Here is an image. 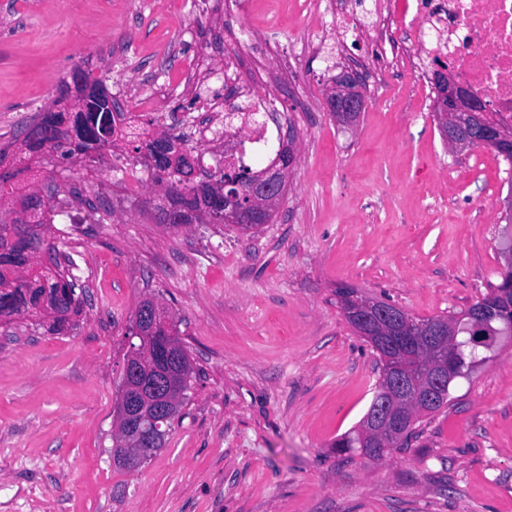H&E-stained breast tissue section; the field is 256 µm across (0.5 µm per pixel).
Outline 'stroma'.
<instances>
[{
    "instance_id": "35a3bbf8",
    "label": "stroma",
    "mask_w": 512,
    "mask_h": 512,
    "mask_svg": "<svg viewBox=\"0 0 512 512\" xmlns=\"http://www.w3.org/2000/svg\"><path fill=\"white\" fill-rule=\"evenodd\" d=\"M0 0V146L51 110L82 70L151 132L224 104L225 68L299 134L271 223H158L153 170L126 152H43L15 192L78 190L57 217L78 265L75 328L0 324V512H512V337L419 419L407 448L370 462L336 438L367 412L377 356L337 287L427 319L469 308L512 254V168L490 148L446 149L432 88L397 75L367 89L360 122L324 106L366 37L307 44L293 0ZM168 311L193 373L163 448L135 471L112 461L116 404L141 301Z\"/></svg>"
}]
</instances>
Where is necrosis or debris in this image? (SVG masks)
I'll use <instances>...</instances> for the list:
<instances>
[{"instance_id": "4bbe7bcc", "label": "necrosis or debris", "mask_w": 512, "mask_h": 512, "mask_svg": "<svg viewBox=\"0 0 512 512\" xmlns=\"http://www.w3.org/2000/svg\"><path fill=\"white\" fill-rule=\"evenodd\" d=\"M305 9L330 19L336 33H369L374 50L369 70L386 81L399 67H414L420 51L449 61L459 81L512 125V0H371L357 14L352 0H304ZM274 134L267 125L224 128V168L249 166L270 153Z\"/></svg>"}]
</instances>
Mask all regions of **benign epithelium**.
I'll return each instance as SVG.
<instances>
[{
	"mask_svg": "<svg viewBox=\"0 0 512 512\" xmlns=\"http://www.w3.org/2000/svg\"><path fill=\"white\" fill-rule=\"evenodd\" d=\"M442 74L436 87L434 111L440 113L441 127L448 128L444 133L448 150L489 146L512 153V130L497 126L487 118L488 109L482 101L472 98L452 74L445 70ZM364 94L358 69L346 67L327 86L329 111L350 122L365 106ZM296 152L297 135L289 127L281 137L277 159L251 184L246 205L239 204L235 193H227L223 186L216 185L207 199L193 210L165 198L160 207L164 222L184 224L198 219L235 227L270 223L269 215L287 190ZM167 156L172 166L185 161L191 166L192 175L199 174L195 159L187 152L176 148ZM344 313L356 332L365 337L385 361L382 399L361 434V448L377 453L383 448L397 447L406 438L408 422L414 412L434 405L436 395L456 373L455 337L446 326H437L422 334L413 327L404 311L381 306L357 294L348 296ZM128 375L140 379L141 386L150 395L148 408L138 402L122 400L128 437L138 445L131 458L140 460L158 445L157 436L143 430V420H167L170 401L165 395L164 376L136 365L130 367ZM114 458L123 462L131 459L121 448L115 449Z\"/></svg>",
	"mask_w": 512,
	"mask_h": 512,
	"instance_id": "7a95c632",
	"label": "benign epithelium"
}]
</instances>
